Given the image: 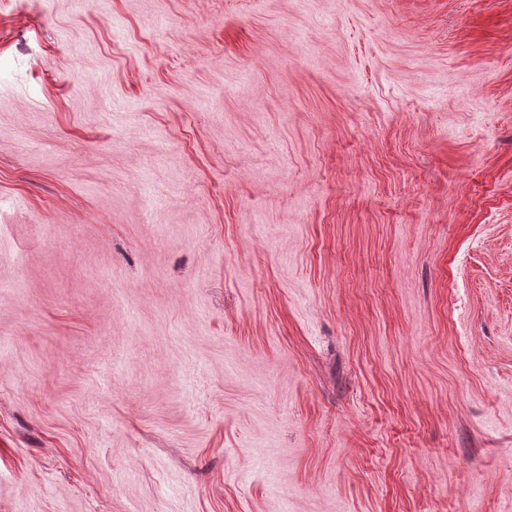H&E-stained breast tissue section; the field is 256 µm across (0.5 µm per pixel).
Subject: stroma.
<instances>
[{
	"label": "stroma",
	"mask_w": 512,
	"mask_h": 512,
	"mask_svg": "<svg viewBox=\"0 0 512 512\" xmlns=\"http://www.w3.org/2000/svg\"><path fill=\"white\" fill-rule=\"evenodd\" d=\"M0 512H512V0H0Z\"/></svg>",
	"instance_id": "1"
}]
</instances>
